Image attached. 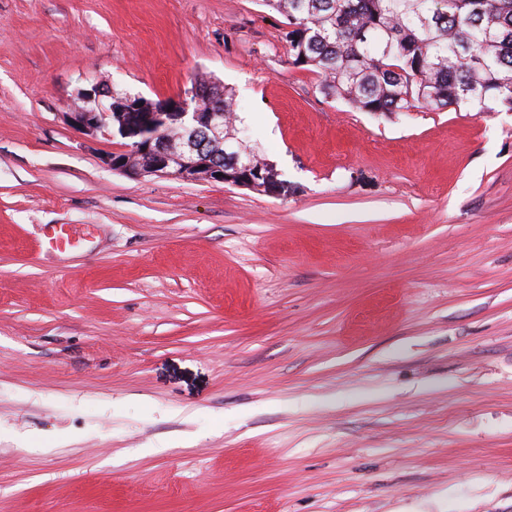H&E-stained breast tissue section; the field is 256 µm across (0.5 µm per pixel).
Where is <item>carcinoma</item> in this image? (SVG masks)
<instances>
[{
    "instance_id": "carcinoma-1",
    "label": "carcinoma",
    "mask_w": 512,
    "mask_h": 512,
    "mask_svg": "<svg viewBox=\"0 0 512 512\" xmlns=\"http://www.w3.org/2000/svg\"><path fill=\"white\" fill-rule=\"evenodd\" d=\"M288 21L293 63L359 112L469 105L512 111V0H263ZM235 112L231 89L197 79Z\"/></svg>"
}]
</instances>
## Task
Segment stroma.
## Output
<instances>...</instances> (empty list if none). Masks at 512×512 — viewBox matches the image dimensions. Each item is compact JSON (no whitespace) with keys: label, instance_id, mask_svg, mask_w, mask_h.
Returning a JSON list of instances; mask_svg holds the SVG:
<instances>
[{"label":"stroma","instance_id":"35a3bbf8","mask_svg":"<svg viewBox=\"0 0 512 512\" xmlns=\"http://www.w3.org/2000/svg\"><path fill=\"white\" fill-rule=\"evenodd\" d=\"M286 30L0 0V512H512V112L356 111ZM198 75L279 193L114 170L65 115Z\"/></svg>","mask_w":512,"mask_h":512}]
</instances>
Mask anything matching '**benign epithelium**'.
I'll return each mask as SVG.
<instances>
[{
	"label": "benign epithelium",
	"instance_id": "obj_1",
	"mask_svg": "<svg viewBox=\"0 0 512 512\" xmlns=\"http://www.w3.org/2000/svg\"><path fill=\"white\" fill-rule=\"evenodd\" d=\"M199 90L193 88L176 99L161 101V109L143 118L137 113L112 112V88L94 84L77 94L66 113L69 124L83 134H119L130 140L127 150L108 157L114 170L133 175H156L180 182L227 183L224 164V103L216 100L206 112L198 108ZM238 186L275 194L261 167Z\"/></svg>",
	"mask_w": 512,
	"mask_h": 512
}]
</instances>
